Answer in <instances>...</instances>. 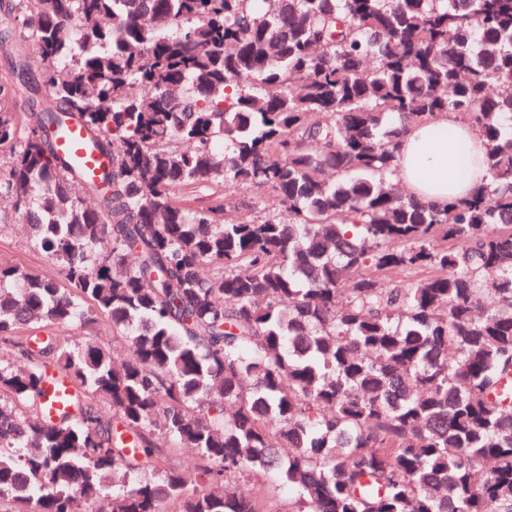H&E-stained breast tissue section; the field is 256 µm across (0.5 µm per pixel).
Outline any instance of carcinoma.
<instances>
[{"instance_id":"obj_1","label":"carcinoma","mask_w":512,"mask_h":512,"mask_svg":"<svg viewBox=\"0 0 512 512\" xmlns=\"http://www.w3.org/2000/svg\"><path fill=\"white\" fill-rule=\"evenodd\" d=\"M0 53V219L63 270L0 266V508L512 512V0H0ZM444 112L488 178L441 207L393 176ZM53 143L56 152L87 180L98 182L110 165V158L90 146L86 131L75 120H66L62 131L53 129ZM255 195L262 196L263 206H266L270 210H275L280 208L279 200L273 192L269 190H255L254 192L242 193L237 196V202H241L243 205L239 207V214L244 217H253L256 213L250 209L249 203L252 200L251 198ZM62 334L70 336L74 341H85L92 337L97 342L112 350V324L103 318H100L95 324L88 328L80 323H75L69 326ZM46 414L55 417L60 411L69 410L67 405L72 395L70 384L59 375L51 376L45 385Z\"/></svg>"}]
</instances>
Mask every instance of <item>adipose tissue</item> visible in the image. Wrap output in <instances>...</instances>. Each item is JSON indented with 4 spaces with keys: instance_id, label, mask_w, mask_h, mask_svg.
<instances>
[{
    "instance_id": "ef3b65f1",
    "label": "adipose tissue",
    "mask_w": 512,
    "mask_h": 512,
    "mask_svg": "<svg viewBox=\"0 0 512 512\" xmlns=\"http://www.w3.org/2000/svg\"><path fill=\"white\" fill-rule=\"evenodd\" d=\"M484 153V143L472 125L445 114L402 129L397 177L412 195L445 205L485 183Z\"/></svg>"
}]
</instances>
